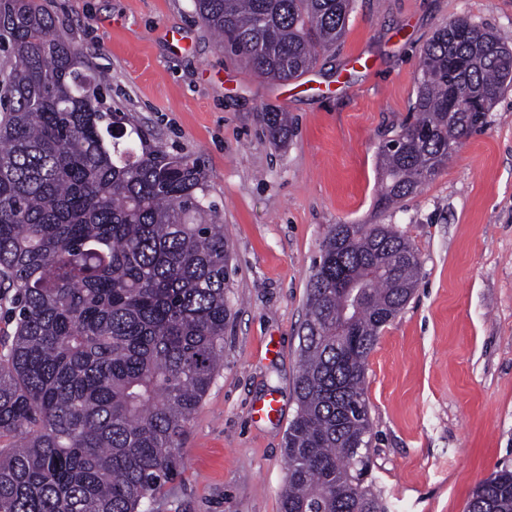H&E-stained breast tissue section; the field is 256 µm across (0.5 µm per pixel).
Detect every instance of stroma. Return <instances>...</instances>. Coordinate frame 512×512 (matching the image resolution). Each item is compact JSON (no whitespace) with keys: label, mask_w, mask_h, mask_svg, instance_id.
I'll return each mask as SVG.
<instances>
[{"label":"stroma","mask_w":512,"mask_h":512,"mask_svg":"<svg viewBox=\"0 0 512 512\" xmlns=\"http://www.w3.org/2000/svg\"><path fill=\"white\" fill-rule=\"evenodd\" d=\"M42 3L108 73L113 110L203 161L230 245L224 368L187 426L181 477L151 512H280L307 284L336 224L387 225L422 262L368 357L372 490L386 512H464L512 466V88L388 208L377 155L412 114L436 29L465 17L512 49V0H355L336 50L287 82L219 49L192 0ZM265 108L290 114L287 144L264 137ZM271 398L280 413L257 414Z\"/></svg>","instance_id":"35a3bbf8"}]
</instances>
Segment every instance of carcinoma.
I'll use <instances>...</instances> for the list:
<instances>
[{"label": "carcinoma", "mask_w": 512, "mask_h": 512, "mask_svg": "<svg viewBox=\"0 0 512 512\" xmlns=\"http://www.w3.org/2000/svg\"><path fill=\"white\" fill-rule=\"evenodd\" d=\"M353 0H193L217 44L289 81L345 34ZM0 512H143L183 471L179 442L224 366L230 247L199 160L102 110L109 88L41 0H0ZM512 86V49L454 18L421 55L414 120L379 153V204L436 176ZM475 100L448 115V90ZM288 138L287 113H261ZM384 224L334 225L307 286L282 512H385L364 485L367 359L418 280ZM357 285L336 287V274ZM465 512H512V470Z\"/></svg>", "instance_id": "obj_1"}]
</instances>
